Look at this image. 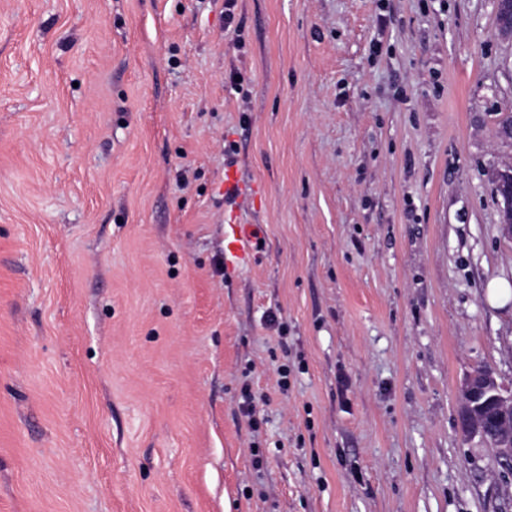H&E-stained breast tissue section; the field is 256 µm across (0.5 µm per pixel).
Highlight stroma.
I'll return each instance as SVG.
<instances>
[{"label": "stroma", "mask_w": 512, "mask_h": 512, "mask_svg": "<svg viewBox=\"0 0 512 512\" xmlns=\"http://www.w3.org/2000/svg\"><path fill=\"white\" fill-rule=\"evenodd\" d=\"M225 1L0 0V512H512L457 403L512 385V38ZM505 170H500L496 180V192L502 198L504 207L500 227L502 233L512 239V162L503 165ZM261 239L262 232L256 224H228L226 249L235 262L247 263Z\"/></svg>", "instance_id": "stroma-1"}]
</instances>
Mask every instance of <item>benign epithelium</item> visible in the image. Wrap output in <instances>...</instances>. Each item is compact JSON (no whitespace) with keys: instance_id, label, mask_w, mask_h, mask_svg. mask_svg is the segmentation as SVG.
<instances>
[{"instance_id":"obj_1","label":"benign epithelium","mask_w":512,"mask_h":512,"mask_svg":"<svg viewBox=\"0 0 512 512\" xmlns=\"http://www.w3.org/2000/svg\"><path fill=\"white\" fill-rule=\"evenodd\" d=\"M499 30L512 34V0H493ZM496 192L504 207L500 227L512 239V162L496 180ZM460 431L467 440L493 447L498 463L512 467V388L506 386L492 369L477 367L468 372L458 388Z\"/></svg>"}]
</instances>
